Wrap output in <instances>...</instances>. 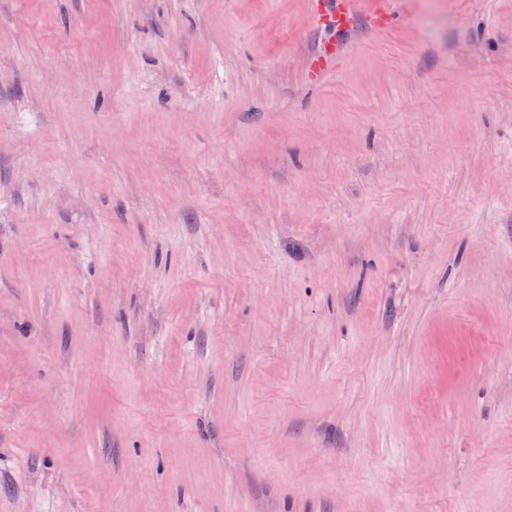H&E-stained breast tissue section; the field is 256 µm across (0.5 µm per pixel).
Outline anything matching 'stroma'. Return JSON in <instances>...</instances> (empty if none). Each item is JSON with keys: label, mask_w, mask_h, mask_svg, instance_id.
I'll return each instance as SVG.
<instances>
[{"label": "stroma", "mask_w": 512, "mask_h": 512, "mask_svg": "<svg viewBox=\"0 0 512 512\" xmlns=\"http://www.w3.org/2000/svg\"><path fill=\"white\" fill-rule=\"evenodd\" d=\"M365 2L0 0V512H512V0ZM358 7V0H316L315 13L318 19L344 30L353 24Z\"/></svg>", "instance_id": "35a3bbf8"}]
</instances>
